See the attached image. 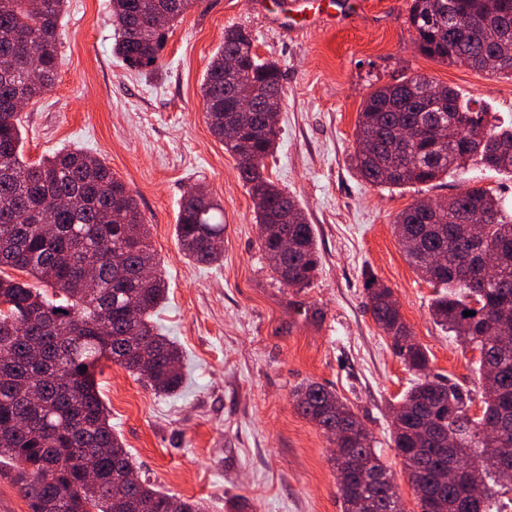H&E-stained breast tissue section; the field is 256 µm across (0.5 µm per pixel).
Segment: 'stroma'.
Instances as JSON below:
<instances>
[{
	"instance_id": "35a3bbf8",
	"label": "stroma",
	"mask_w": 512,
	"mask_h": 512,
	"mask_svg": "<svg viewBox=\"0 0 512 512\" xmlns=\"http://www.w3.org/2000/svg\"><path fill=\"white\" fill-rule=\"evenodd\" d=\"M251 0H198L170 27L159 66L128 68L112 52V0H67L54 87L19 114L23 156L61 149L102 157L134 192L168 288L154 319L185 355L177 394L101 362L96 380L112 429L139 476L200 501L205 512H343L334 445L295 408L317 383L345 401L394 472L405 512L418 495L390 446L391 410L413 375L367 307L366 281L392 289L433 373L468 389L480 412L479 353L431 316L432 286L409 263L396 216L415 200L478 185L512 208V177L471 165L402 188L365 184L351 156L359 112L375 88L421 76L452 86L472 108L512 113V78L420 54L411 0H363L364 14L333 28L288 30ZM250 32L260 58L281 68L278 147L264 174L293 196L315 231L321 264L309 288L283 287L259 248L253 199L237 161L210 132L201 92L224 32ZM205 186L224 208V258L182 253L181 200Z\"/></svg>"
}]
</instances>
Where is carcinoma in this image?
<instances>
[{
	"instance_id": "carcinoma-1",
	"label": "carcinoma",
	"mask_w": 512,
	"mask_h": 512,
	"mask_svg": "<svg viewBox=\"0 0 512 512\" xmlns=\"http://www.w3.org/2000/svg\"><path fill=\"white\" fill-rule=\"evenodd\" d=\"M162 0H112L117 37L113 51L132 68L154 69L166 35L150 26ZM166 23L179 20L199 0H169ZM65 0H0V460H11L13 482L29 512H203L192 500L163 493L147 480L128 483L131 454L112 431L95 381L101 360L146 379L157 394L183 383L182 353L159 332L152 316L166 300L164 279L144 223L126 224L138 202L105 162L81 149L63 150L36 163L22 158L17 100L27 104L46 94L58 75V45ZM408 22L423 55L475 70L512 49V0H412ZM251 39L229 28L224 45L210 60L202 93L212 133L235 156L249 186L260 228V247L277 280L306 288L320 265L315 232L297 201L264 176L276 138L263 113L239 125L224 120V61L236 62L245 84H280L277 63L246 55ZM430 80L406 77L368 95L359 113L355 168L372 186L404 187L448 177L470 162L512 174V121L492 123L449 86L431 111L414 109L415 93ZM448 129L447 144L429 133ZM401 128L415 132L402 142ZM431 201L420 199L398 214L395 224L408 261L418 275L440 289L431 305L434 319L462 344L477 349L485 397L481 413L470 415L473 398L456 383L431 374L427 352L414 342L390 288L372 278L368 302L377 326L392 339L397 355L416 374L394 410L390 440L415 490L437 483L446 457L424 438V428L444 429L458 448L460 478L445 488L456 512H487L495 495L486 488L480 505L466 507L467 473L484 472L496 482L503 465L512 467V213L492 190L470 187L452 197L448 208L426 221ZM479 214L484 223L466 218ZM176 234L183 254L197 263L222 261L224 209L213 198L182 200ZM293 242L288 255L280 238ZM436 250L448 266L496 253L499 272L489 281L438 272L429 262ZM94 259L96 287L86 282L83 257ZM17 270L53 289H40L4 274ZM151 275L141 276L143 269ZM474 315L466 316L464 312ZM298 411L329 436L338 425L359 423L352 408L317 383L294 394ZM333 457L343 512H404L395 476L377 454L370 433L336 444ZM94 455L96 479L86 482L79 459ZM371 461L383 480L371 487L357 481L355 466Z\"/></svg>"
}]
</instances>
